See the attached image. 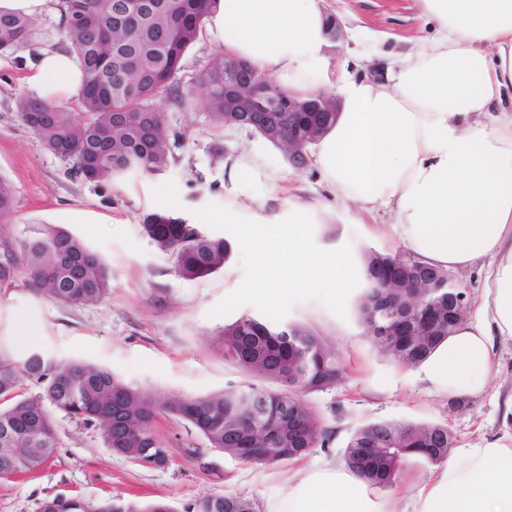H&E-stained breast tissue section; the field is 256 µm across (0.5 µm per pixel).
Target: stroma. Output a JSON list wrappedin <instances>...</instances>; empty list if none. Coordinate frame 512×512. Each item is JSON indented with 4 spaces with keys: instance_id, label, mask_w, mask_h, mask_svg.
<instances>
[{
    "instance_id": "obj_1",
    "label": "stroma",
    "mask_w": 512,
    "mask_h": 512,
    "mask_svg": "<svg viewBox=\"0 0 512 512\" xmlns=\"http://www.w3.org/2000/svg\"><path fill=\"white\" fill-rule=\"evenodd\" d=\"M326 4L345 33L329 49L336 61L355 53L351 36L364 27L384 34L396 51L404 49L405 38L427 33L414 0ZM59 21L56 14L38 19L40 36L32 45L0 54V175L14 187V209L0 223V238L17 245L39 225L63 227L103 258L112 271V291L96 303L61 305L18 272L0 291V342L18 358L36 351L59 363H91L143 391L192 398L244 380L240 369L225 362L217 334L250 315L309 327L336 348L344 371L335 387L305 397L333 428L331 441L273 467L240 463L210 447L188 423L162 414L155 428L170 461L161 469H145L113 455L97 431L56 414V455L35 475L0 479V512H38L42 499L74 495L93 504L119 497L135 506L164 499L176 512L206 494H241L261 505L298 470L341 465L354 429L374 421L445 424L457 448L483 439L512 442V420L503 418V399L512 394L511 340L497 342L492 382L484 392L449 397L424 390L415 368L398 365L371 343L358 312L361 287L346 289L336 300L297 291L270 304L256 295L255 266L237 237L239 227L224 221V163L213 156L217 145L226 154H239L255 135L215 125L200 103L189 112L167 108L169 125L184 134L170 167L157 176L132 172L104 186L74 175L72 161L48 152L23 123L16 100L26 91L24 77L39 53L62 47ZM220 51L202 34L184 55L174 84L190 88ZM271 156L286 184L307 199L330 203L314 167L293 169L276 149ZM331 205L330 223L308 225V248L343 249L357 267L367 252H401L396 237L375 232L386 216L363 224L354 211ZM159 209L184 215L206 234L229 241L233 250L223 268L194 280L179 276L173 254L158 249L142 230L144 216ZM21 317L33 341L19 336ZM431 472L430 465L407 460L399 480L373 495L387 512H414L422 480Z\"/></svg>"
}]
</instances>
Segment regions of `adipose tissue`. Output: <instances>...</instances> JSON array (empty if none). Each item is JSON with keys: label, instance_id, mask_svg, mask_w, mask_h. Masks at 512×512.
I'll list each match as a JSON object with an SVG mask.
<instances>
[{"label": "adipose tissue", "instance_id": "1", "mask_svg": "<svg viewBox=\"0 0 512 512\" xmlns=\"http://www.w3.org/2000/svg\"><path fill=\"white\" fill-rule=\"evenodd\" d=\"M427 36L385 52L371 35L363 49L386 56L383 77L352 75L326 54L325 0H218L208 33L226 54L252 63L288 94L333 95L335 123L312 160L333 199L356 212L386 213L404 248L443 270L479 267L483 299L468 321L420 365V379L450 396L483 391L495 344L512 340V0H417ZM26 84L56 102L84 84L76 59L44 50ZM224 220L277 186L265 148L243 150L226 165ZM320 205L291 195L279 224L240 223L260 280L338 296L349 287V260L311 253L307 225ZM263 512H383L347 467L303 470ZM416 512H512V445L459 448L426 479Z\"/></svg>", "mask_w": 512, "mask_h": 512}]
</instances>
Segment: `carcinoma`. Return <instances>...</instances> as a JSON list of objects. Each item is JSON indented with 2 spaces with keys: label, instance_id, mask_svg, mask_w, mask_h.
Listing matches in <instances>:
<instances>
[{
  "label": "carcinoma",
  "instance_id": "carcinoma-1",
  "mask_svg": "<svg viewBox=\"0 0 512 512\" xmlns=\"http://www.w3.org/2000/svg\"><path fill=\"white\" fill-rule=\"evenodd\" d=\"M153 18L131 22L125 42L105 54L103 37L112 31L116 0H60V25L65 51L76 56L85 80L79 95L81 111L65 103L48 102L24 93L16 102L21 116L41 112L33 129L46 150L75 160V174L96 183H110L129 172L146 175L166 171L175 160L181 133L171 129L158 97L171 91V79L184 53L203 31L216 0H155ZM36 22L19 14L0 12V53L33 43ZM194 86L205 91L199 99L177 94L179 105L200 100L218 126L276 131V141H288V106L270 112L224 111V54L215 55ZM11 184L0 177V217L13 211ZM144 234L159 249L175 257L179 276L194 279L224 267L231 245L205 234L198 225L171 211L145 215ZM398 254L370 253L363 263L362 324L372 307L370 293L379 278L403 276L412 281L419 262ZM24 269L32 286L62 305L100 301L112 290V276L102 258L65 229L43 224L22 241L20 251L3 244L0 288L12 284ZM448 339V323L436 325L421 342L392 339L383 353L404 367L416 366ZM217 342L224 359L247 375L272 383L245 382L197 398L148 394L117 380L109 371L89 364H60L31 352L17 360L0 345V478L32 473L59 448L53 412L58 411L99 432L112 453L146 468L169 461V450L155 431L158 414L189 423L213 448L247 465L274 466L305 456L325 445L332 435L326 420L311 406L296 407L299 429L288 432L272 425L277 411L288 409L298 393L330 389L341 379V357L314 331L300 324L274 323L244 316L224 326ZM38 393L22 398L21 378ZM429 464L448 458V426L420 423L370 422L357 428L344 451L347 468L372 487L396 483L407 459ZM39 512H174L164 500L135 510L123 500L91 504L83 498L54 497L40 503ZM187 512H257L255 501L237 494L205 495Z\"/></svg>",
  "mask_w": 512,
  "mask_h": 512
}]
</instances>
